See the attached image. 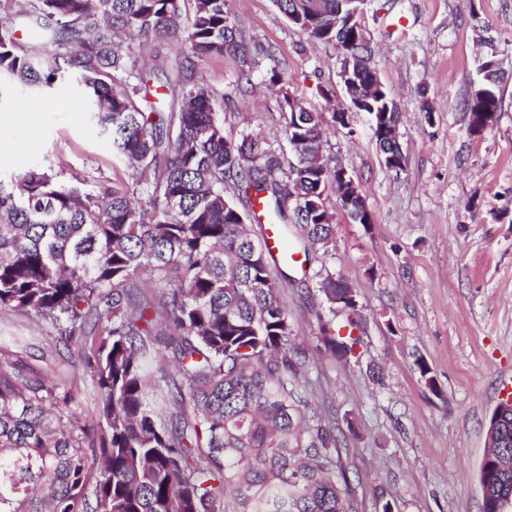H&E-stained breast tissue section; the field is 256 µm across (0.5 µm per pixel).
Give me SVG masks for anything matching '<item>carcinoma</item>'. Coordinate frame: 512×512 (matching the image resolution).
<instances>
[{
  "instance_id": "cac0c4a2",
  "label": "carcinoma",
  "mask_w": 512,
  "mask_h": 512,
  "mask_svg": "<svg viewBox=\"0 0 512 512\" xmlns=\"http://www.w3.org/2000/svg\"><path fill=\"white\" fill-rule=\"evenodd\" d=\"M0 17V95L73 79L129 180L66 183L50 165L0 177V308L55 321L82 368L61 388L0 352V512H356L335 428L309 413V348L297 340L271 266L328 252L321 223L327 169L283 167L296 135L322 150L319 113L288 106L283 140L224 135V93L193 60L239 59L252 70L229 0H8ZM305 33L338 42L345 0H274ZM21 31L28 45L18 42ZM177 38L184 51L160 86L135 44ZM470 95L469 123L498 109ZM277 227L279 254L254 224ZM150 272L168 287L155 294ZM327 314L319 341L346 357L358 311L343 277L313 272ZM176 376L151 369L154 346ZM101 398L80 423L81 384ZM167 381V390L150 388ZM481 470L512 490V411Z\"/></svg>"
}]
</instances>
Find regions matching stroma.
Listing matches in <instances>:
<instances>
[{
    "instance_id": "35a3bbf8",
    "label": "stroma",
    "mask_w": 512,
    "mask_h": 512,
    "mask_svg": "<svg viewBox=\"0 0 512 512\" xmlns=\"http://www.w3.org/2000/svg\"><path fill=\"white\" fill-rule=\"evenodd\" d=\"M252 59L250 82L237 58L198 69L224 91V134H282L285 88L326 128L328 166L344 165L358 183L370 223L348 219L336 196L335 238L322 261L357 291L360 342L338 360L318 349L323 299L302 270L282 288L299 340L312 357V408L345 430V476L357 512H482L479 481L486 433L512 377V0H367L362 24L371 66L400 113L402 170L383 163L368 113L351 109L333 45L290 24L273 0H230ZM488 28L506 77L493 127L469 131L465 102L481 80L477 36ZM38 102V137L23 126L0 129V174L50 159L63 180L125 177L85 111L72 82L47 94L15 90L0 113ZM350 109L349 126L334 107ZM50 321L0 309V346L16 351L55 382L81 363L56 351ZM427 364L439 389L422 378Z\"/></svg>"
}]
</instances>
